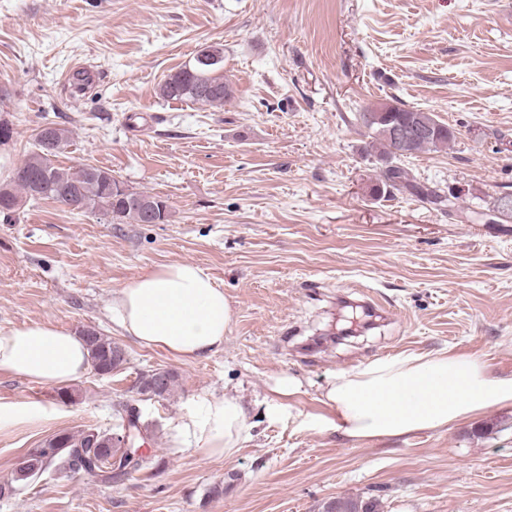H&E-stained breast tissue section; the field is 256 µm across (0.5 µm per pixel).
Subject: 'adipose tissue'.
I'll return each instance as SVG.
<instances>
[{
    "mask_svg": "<svg viewBox=\"0 0 512 512\" xmlns=\"http://www.w3.org/2000/svg\"><path fill=\"white\" fill-rule=\"evenodd\" d=\"M114 310L138 344L192 361L223 348L232 323L224 290L198 265L175 262L121 288ZM90 365L76 334L43 322L0 333V370L48 385L79 380ZM320 401L331 424L358 441L444 430L493 409L512 406V376L491 372L476 354H399L336 372ZM248 412L231 396L202 399L181 419V445L202 456H232L249 435Z\"/></svg>",
    "mask_w": 512,
    "mask_h": 512,
    "instance_id": "obj_1",
    "label": "adipose tissue"
}]
</instances>
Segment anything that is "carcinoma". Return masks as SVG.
Masks as SVG:
<instances>
[{"mask_svg": "<svg viewBox=\"0 0 512 512\" xmlns=\"http://www.w3.org/2000/svg\"><path fill=\"white\" fill-rule=\"evenodd\" d=\"M223 51L210 46L194 58V63L168 74L158 85V96L166 101H190L201 105L221 108L224 102L233 96L232 86L221 73ZM360 120L371 138V148L378 161L384 167L381 184L372 188L373 194H392L396 191H408L416 197L434 205L446 207L452 211L456 202L440 190L426 186L409 177L394 161L409 157L425 150H438L448 147L454 138L448 125L431 112L414 110L404 106L398 100L383 103L360 113ZM416 126L428 131V134L413 140L405 147L392 134L397 127ZM55 144L47 147L40 136H35L34 149L13 173L9 183L4 185L12 196L32 197L36 181L42 183L40 193L45 200L60 204L77 202L81 212L112 213L114 224H140L139 211L129 205L127 200L136 198L153 205L162 212V219L169 217L167 202L156 195L128 190L126 197L112 190L119 180L112 171L91 165L62 167L54 163L69 143L70 131L54 126ZM82 338L90 353L91 366L101 375L118 370L124 362L119 345L94 329L83 332ZM176 382V374L153 372L140 379L136 387L137 394L149 399L163 398L168 395ZM147 427L140 424V418L131 422L130 447L124 448L112 442V434L97 429H83L77 432L62 433L46 441L39 448L30 449L15 468L14 481L29 482L43 475L41 466L59 463L68 472H85L100 477L104 481L119 480L128 474L129 462L144 441ZM324 512H378V501L371 499L338 498L324 507Z\"/></svg>", "mask_w": 512, "mask_h": 512, "instance_id": "obj_1", "label": "carcinoma"}]
</instances>
